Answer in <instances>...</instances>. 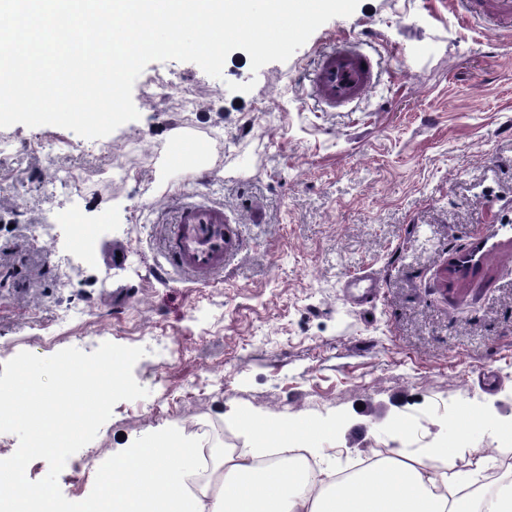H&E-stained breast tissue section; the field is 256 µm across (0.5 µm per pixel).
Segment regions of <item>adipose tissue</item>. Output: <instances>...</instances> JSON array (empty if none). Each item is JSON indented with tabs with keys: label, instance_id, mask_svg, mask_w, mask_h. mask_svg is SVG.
<instances>
[{
	"label": "adipose tissue",
	"instance_id": "adipose-tissue-1",
	"mask_svg": "<svg viewBox=\"0 0 512 512\" xmlns=\"http://www.w3.org/2000/svg\"><path fill=\"white\" fill-rule=\"evenodd\" d=\"M463 453L456 442L430 445L419 457L383 458L346 480L321 469L312 485L278 461L256 467L261 449L224 451L193 486V448L163 439L127 448L82 512H512V477L474 485L457 471Z\"/></svg>",
	"mask_w": 512,
	"mask_h": 512
}]
</instances>
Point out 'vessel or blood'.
Masks as SVG:
<instances>
[{
  "label": "vessel or blood",
  "mask_w": 512,
  "mask_h": 512,
  "mask_svg": "<svg viewBox=\"0 0 512 512\" xmlns=\"http://www.w3.org/2000/svg\"><path fill=\"white\" fill-rule=\"evenodd\" d=\"M468 19L496 31L512 30V0H455ZM378 59L349 40L322 51L307 76L311 98L336 111L357 104L381 80ZM173 229L165 242L167 269L209 282L221 273L240 248L239 233L228 220L223 203L179 197Z\"/></svg>",
  "instance_id": "1"
}]
</instances>
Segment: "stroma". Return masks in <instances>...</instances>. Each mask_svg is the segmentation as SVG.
<instances>
[{"label": "stroma", "instance_id": "1", "mask_svg": "<svg viewBox=\"0 0 512 512\" xmlns=\"http://www.w3.org/2000/svg\"><path fill=\"white\" fill-rule=\"evenodd\" d=\"M344 37L366 40L386 74L351 111L321 112L305 75ZM157 70L193 88L194 111L138 80L139 119L93 151L56 126L0 128V366L23 351L145 348L133 376L148 394L114 406L92 442L99 461L171 430L198 446L218 429L245 448L237 420L250 414L335 426L310 457L343 471L455 439L512 456L492 442L512 421V32L465 22L451 0H360L259 71L241 49L219 79L174 60L144 72ZM178 130L207 140L203 163L173 168ZM128 153L132 171L113 179ZM168 191L223 202L237 221L241 249L214 282L161 276ZM74 213L99 225L90 245ZM491 238L503 247L451 274ZM365 269L380 291L357 306L343 284ZM65 305L81 319L63 333ZM86 456L59 475L74 502L98 470Z\"/></svg>", "mask_w": 512, "mask_h": 512}]
</instances>
